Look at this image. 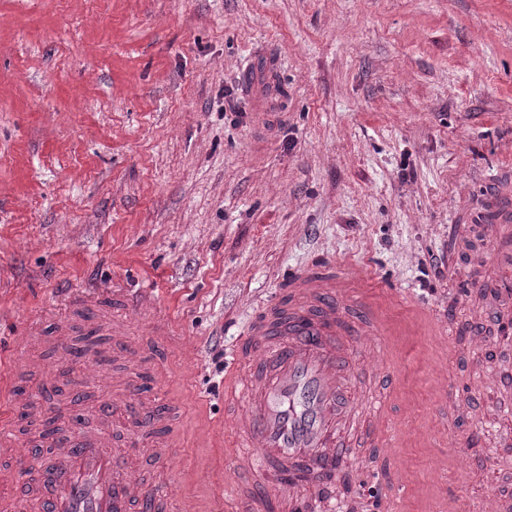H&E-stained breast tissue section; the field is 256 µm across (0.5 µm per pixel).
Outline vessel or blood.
<instances>
[{"instance_id": "1", "label": "vessel or blood", "mask_w": 512, "mask_h": 512, "mask_svg": "<svg viewBox=\"0 0 512 512\" xmlns=\"http://www.w3.org/2000/svg\"><path fill=\"white\" fill-rule=\"evenodd\" d=\"M497 240H512V195L491 209ZM382 291L367 276L332 265H319L291 274L283 290L266 305L238 345L235 367L225 380L230 408L224 412L225 437L214 438L222 457L231 463V501L215 495L211 512H286L299 501L303 482H262V468H291L306 464L313 475L332 480L341 452L337 412L346 368L342 343L358 344L375 336L373 372L391 376L397 347L391 336ZM114 351L128 364L125 373L113 372L105 357L89 352L80 359L82 383L110 378L115 389L138 390L149 362L125 326L112 325ZM0 393L8 408L0 412V455L9 467L0 470V486L12 491V501L0 512H19L24 500L17 492V476L33 466L30 451L18 450L14 432L22 412L38 407L40 395L19 385L14 372L0 373ZM371 443L384 456L417 438L412 428L390 430L384 410L370 419ZM60 467L52 477V492L43 512H125L136 485L132 475H119V460L105 441L74 440L58 446ZM386 512H404L406 485L399 469L380 473ZM423 512H462L461 500L439 489L427 499Z\"/></svg>"}]
</instances>
